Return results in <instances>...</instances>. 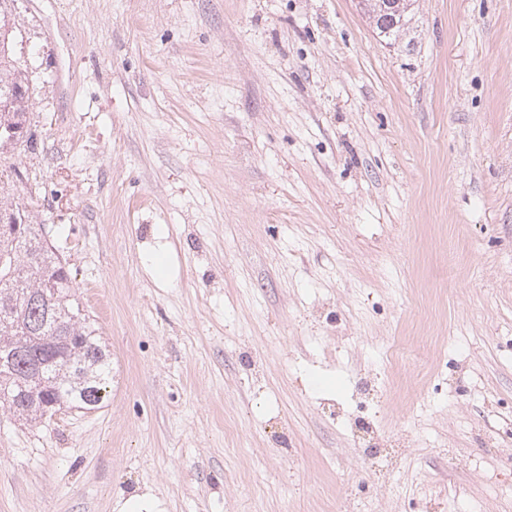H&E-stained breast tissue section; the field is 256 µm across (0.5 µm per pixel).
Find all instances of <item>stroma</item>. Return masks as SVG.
Segmentation results:
<instances>
[{"label":"stroma","instance_id":"obj_1","mask_svg":"<svg viewBox=\"0 0 512 512\" xmlns=\"http://www.w3.org/2000/svg\"><path fill=\"white\" fill-rule=\"evenodd\" d=\"M15 14L17 192L112 384L0 412V512H512V0ZM411 0H359L363 13L368 16L378 37L395 41L409 21Z\"/></svg>","mask_w":512,"mask_h":512}]
</instances>
